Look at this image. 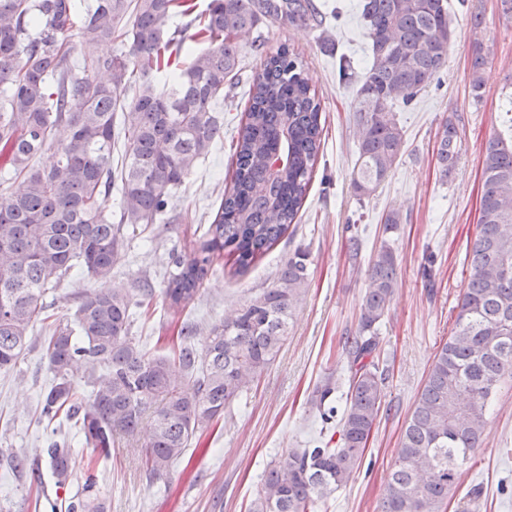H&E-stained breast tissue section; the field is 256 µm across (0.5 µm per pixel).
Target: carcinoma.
I'll use <instances>...</instances> for the list:
<instances>
[{"label": "carcinoma", "mask_w": 512, "mask_h": 512, "mask_svg": "<svg viewBox=\"0 0 512 512\" xmlns=\"http://www.w3.org/2000/svg\"><path fill=\"white\" fill-rule=\"evenodd\" d=\"M193 8L185 0H92L80 13L76 0H0V165L17 183L0 195V371L15 366L34 327L50 318L44 297L57 282L74 269L108 278L124 248L122 226L163 221L223 132L215 108L238 76L239 35L264 19L280 20L281 12L292 24L320 26L323 19L313 0H209L194 33L207 48L186 53L170 73L183 49L173 19ZM361 17L369 68L353 102V186L363 196L402 156L403 132L391 108L398 99L409 104L437 79L454 29L448 0H362ZM468 24L469 93L478 103L489 53L482 15L471 14ZM123 35L131 40L128 53L100 52ZM502 111L507 134L482 147L469 279L453 331L405 422L380 512H442L459 489L461 465L482 445L489 398L512 375V93ZM321 118V100L299 58L286 49L266 57L231 156V187L192 247L168 255L162 298L169 308L194 301L214 258L226 252L245 270L295 222L318 161ZM463 122L455 109L441 126L436 161L444 182L460 158ZM60 129L62 140L55 138ZM46 149L54 161L41 167L36 158ZM114 188L115 213L108 205ZM308 260L309 252L297 248L273 284L214 325L204 346L188 324L170 355L130 336L152 295L121 288L86 294L73 322L56 325L47 339L55 384L41 400V420L48 427L62 417L74 422L85 444L108 458L116 443L137 436L148 415V471L163 475L273 362L305 292ZM397 268L387 246L368 265L357 332L346 350L338 438L283 454L263 475L252 512H312L361 466L386 396L377 331ZM336 389L329 379L315 389L326 420L335 413ZM44 452L59 482L74 475L67 439L51 440Z\"/></svg>", "instance_id": "1"}]
</instances>
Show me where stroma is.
Masks as SVG:
<instances>
[{"label":"stroma","mask_w":512,"mask_h":512,"mask_svg":"<svg viewBox=\"0 0 512 512\" xmlns=\"http://www.w3.org/2000/svg\"><path fill=\"white\" fill-rule=\"evenodd\" d=\"M315 2L339 9V17H327L319 27L266 19L241 36L240 72L227 91L232 104L223 112L224 133L188 176L169 223L128 233L111 278L72 274L45 297L50 314L70 320L82 294L162 288L169 250L211 223L229 186L231 145L249 87L261 69L253 42H263L269 53L286 46L305 61L324 119L322 151L296 223L247 272L235 273L232 261L217 260L194 303L178 312L153 304L131 327L134 338L161 355L169 354L185 323L196 325V340L205 343L212 325L270 287L289 252L302 247L310 253L308 283L275 361L218 420L197 433L185 455L159 479L150 478L140 441L121 443L106 460L76 439L72 423L62 422L58 437L70 439L78 467L95 461L96 483L89 489L79 478L60 485L42 453L47 434L38 421L39 408L53 375L45 355L49 329L36 327L15 367L0 372V512H70L79 504L99 512H250L265 469L288 449L309 448L331 435L332 424L323 423L310 396L326 379L343 381V346L357 329L368 262L386 245L398 260V286L378 334L380 365L388 374L386 398L361 468L317 509L378 512L405 421L435 351L451 332L470 275L465 257L477 234L481 149L501 128L502 88L512 74V22L500 17L496 0H448L455 30L447 63L439 79L410 104L394 105L404 133L403 154L375 192L360 196L353 187L355 87L336 76V56L342 52L352 58L356 77L367 72L368 40L359 0ZM474 12L484 17L490 50L485 93L477 104L468 94L473 36L467 19ZM452 107L464 110L465 125L460 159L444 182L435 155L438 132ZM391 210L399 211L402 220L388 233L383 218ZM354 226L363 240L358 260L350 258L347 248ZM431 254L436 260L427 279L423 266ZM486 417L483 444L463 466L447 512H512V380L501 383ZM15 455L26 457L24 470L9 469Z\"/></svg>","instance_id":"stroma-1"}]
</instances>
